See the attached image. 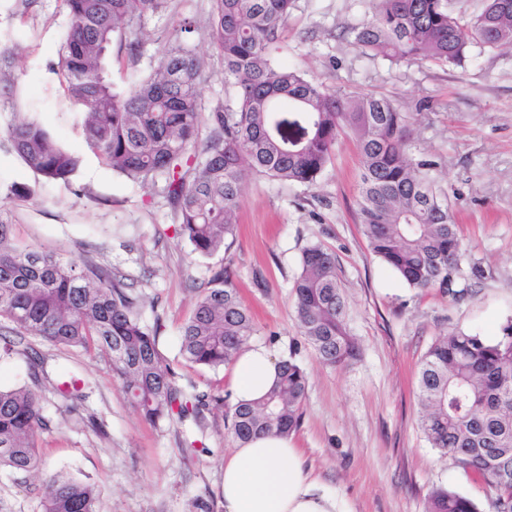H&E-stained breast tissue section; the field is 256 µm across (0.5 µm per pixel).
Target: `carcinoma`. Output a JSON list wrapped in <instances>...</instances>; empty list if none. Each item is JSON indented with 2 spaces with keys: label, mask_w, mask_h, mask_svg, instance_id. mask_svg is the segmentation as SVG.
Segmentation results:
<instances>
[{
  "label": "carcinoma",
  "mask_w": 512,
  "mask_h": 512,
  "mask_svg": "<svg viewBox=\"0 0 512 512\" xmlns=\"http://www.w3.org/2000/svg\"><path fill=\"white\" fill-rule=\"evenodd\" d=\"M67 25L58 62L68 101L85 114L88 147L112 170L143 186L161 179L181 236L200 255L230 248L244 179L313 186L332 162L339 133L351 132L360 163L359 224L371 251L408 287L454 297L463 254L448 190L431 160L410 153V113L389 99L333 91L275 61L294 0H210L206 31L224 59L234 106L216 105L201 120L206 62L176 44L152 71L124 87L112 79L114 44L167 0H63ZM371 17L352 29L362 53L392 64L410 60L461 65L475 50L512 48V0H485L468 14L453 0H372ZM18 48L0 45V85L11 82ZM206 135H201V127ZM13 149L50 181L67 183L78 159L34 120L8 128ZM302 334L327 366L359 354L346 324L336 256L306 247L293 283ZM67 348H95L142 419L158 424L199 419L222 400L179 386L157 349V329L141 319L127 285L106 269L51 250L17 246L0 220V319ZM257 328L240 301L231 266L198 290L181 329V353L196 366L231 362ZM0 388V467L39 469L34 436L47 425L34 384ZM308 377L293 356L278 361V381L262 398L230 405L225 427L235 442L290 434L301 422ZM420 427L433 448L494 487L485 507L446 487L432 489L426 512H512V319L498 335L455 332L438 338L418 371ZM97 485L64 471L42 485L41 512H99Z\"/></svg>",
  "instance_id": "obj_1"
}]
</instances>
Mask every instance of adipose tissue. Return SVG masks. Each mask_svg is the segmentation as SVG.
Returning <instances> with one entry per match:
<instances>
[{"label":"adipose tissue","mask_w":512,"mask_h":512,"mask_svg":"<svg viewBox=\"0 0 512 512\" xmlns=\"http://www.w3.org/2000/svg\"><path fill=\"white\" fill-rule=\"evenodd\" d=\"M277 359L251 344L234 359L231 403L261 398L275 383ZM224 512H340L334 491L307 469L292 436L267 434L235 445L224 458Z\"/></svg>","instance_id":"adipose-tissue-1"}]
</instances>
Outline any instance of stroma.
<instances>
[{"mask_svg":"<svg viewBox=\"0 0 512 512\" xmlns=\"http://www.w3.org/2000/svg\"><path fill=\"white\" fill-rule=\"evenodd\" d=\"M209 10L210 0H168L145 21L136 54L115 58V81L148 74L179 41L207 61L201 112L232 103L224 61L203 28ZM370 16V0H295L277 58L331 89L385 97L411 113L413 156L435 161L438 180L455 192L463 296L409 288L372 254L358 224L360 167L348 134L339 136L315 185L249 177L230 249L194 253L161 186L132 182L87 146L83 114L66 99L57 74L63 0H0V41L21 50L12 72L14 104L0 108V219L11 224L16 244L76 252L131 284L143 322L160 326L158 350L177 383L222 397L230 366L189 365L179 353L180 333L196 285L232 263L258 329L254 343L278 358L295 355L307 373L294 443L335 490L342 512H424L436 486L484 502L488 487L432 448L419 429L416 374L438 337L463 330L492 338L512 318V49L477 52L458 67L393 65L352 43V29ZM186 18L197 22L196 31H181ZM18 111L78 157L69 183L46 180L13 151L6 129ZM16 185L31 196L14 195ZM312 244L336 255L347 325L361 350L345 366L324 365L296 321L292 283ZM16 343L18 354L0 359V386L31 384L30 359L39 356L48 423L35 438L38 472L0 470V512H40L42 481L61 469L98 485L100 512H224V456L233 446L224 405L210 404L198 422L153 426L125 398L104 354L37 336ZM65 371L83 379V398L57 394Z\"/></svg>","mask_w":512,"mask_h":512,"instance_id":"obj_1","label":"stroma"}]
</instances>
